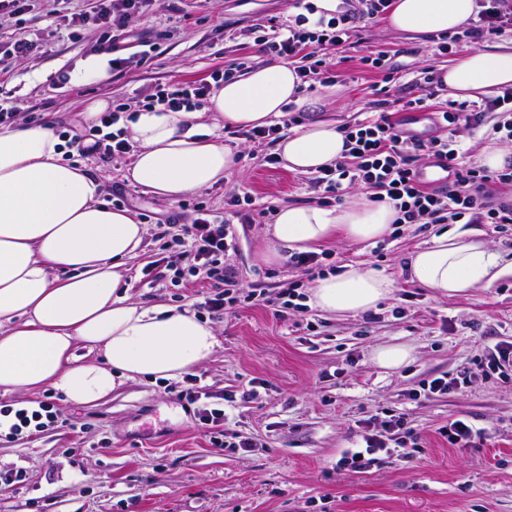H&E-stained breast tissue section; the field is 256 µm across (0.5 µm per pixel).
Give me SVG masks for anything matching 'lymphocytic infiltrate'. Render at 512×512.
I'll use <instances>...</instances> for the list:
<instances>
[{
    "label": "lymphocytic infiltrate",
    "mask_w": 512,
    "mask_h": 512,
    "mask_svg": "<svg viewBox=\"0 0 512 512\" xmlns=\"http://www.w3.org/2000/svg\"><path fill=\"white\" fill-rule=\"evenodd\" d=\"M157 4L158 0H98L94 20L100 36L96 50L110 56L113 68H125L134 62L137 54L130 21L153 10ZM476 4L478 11L468 27L451 40L438 42L437 51L446 52L452 43L475 44L512 28V0H476ZM391 5L392 0H357L356 15L338 13L327 17L317 15L312 0H306L303 14L262 35L260 50L285 61L303 56L305 63L299 71L302 82L327 83L331 71L326 60L319 57V48L326 44H349L354 20L368 23L381 20ZM232 77V70L227 69L215 73L205 83L159 87L146 98L143 108L161 112L195 108L216 95ZM401 109L431 110L436 135L423 139L406 134L395 118L397 110L391 108L366 116L342 127L348 150L334 167L318 173L316 184L337 202L354 188L370 189L373 201L394 205L401 224H512V204L492 206L483 195L488 185L512 183V168L493 171L470 167L462 147L463 136L474 135L486 127L485 117L490 112L499 116L493 127H486L491 136L512 144V89H503L501 94L472 103L448 101L431 105L426 98L417 97L404 101ZM126 110L123 103L113 106L88 133L74 135L70 146L82 158L101 153L115 157L129 154L130 141L112 130ZM422 156L447 160L450 178L447 187L434 188L420 180L417 161ZM235 246L230 219L198 204L193 207L188 222L182 223L177 246L169 250L164 261L177 277L203 274L229 286L233 274L225 267L224 257ZM410 436L411 430L402 417L389 416L381 421L379 428L362 434L361 447L343 450L336 467L353 473L367 472L376 464L378 453L388 454L393 448L405 447Z\"/></svg>",
    "instance_id": "obj_1"
}]
</instances>
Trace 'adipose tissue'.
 Instances as JSON below:
<instances>
[{"label":"adipose tissue","mask_w":512,"mask_h":512,"mask_svg":"<svg viewBox=\"0 0 512 512\" xmlns=\"http://www.w3.org/2000/svg\"><path fill=\"white\" fill-rule=\"evenodd\" d=\"M475 0H394L391 29L412 34L465 26ZM451 94L473 98L512 87V49L472 50L444 75ZM296 68L271 63L225 83L209 104L225 126L269 125L297 100ZM194 112L137 113L131 181L163 201L210 188L237 164L233 147L198 123ZM288 170L315 173L345 153L334 123L301 127L278 147ZM66 141L53 119L0 127V391L50 387L88 405L138 378L175 379L208 361L218 339L212 326L174 308L130 300L121 268L140 250L146 229L135 213L101 200L100 182L67 163ZM396 217L391 204L356 197L326 209L283 207L263 258L277 263L314 250L336 235L357 242L384 236ZM406 270L411 281L455 296L493 283L499 259L468 230L451 229L418 247ZM393 282L351 267L316 280L308 302L330 314L364 313L390 294ZM95 351L76 355V344Z\"/></svg>","instance_id":"ef3b65f1"}]
</instances>
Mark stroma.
Segmentation results:
<instances>
[{
	"mask_svg": "<svg viewBox=\"0 0 512 512\" xmlns=\"http://www.w3.org/2000/svg\"><path fill=\"white\" fill-rule=\"evenodd\" d=\"M89 0H33L29 10L0 22V47L20 37L38 44L36 56L0 57V95L18 122L52 113L72 128L87 103L123 96L145 97L161 84H197L228 67L245 73L268 64L255 39L263 27L296 12L295 0H162L153 13L131 24L133 36L160 43L158 55L126 69L94 53L95 25H57L56 17L88 12ZM352 45L327 47L334 82L302 88L293 105L301 124L331 121L343 127L377 112L381 74L365 68L367 51H382L394 70L396 99L449 100L447 88L426 83V72L443 74L470 45L435 49L432 35L356 22ZM102 71L103 79L93 78ZM66 82H59V75ZM242 158L223 182L165 202L125 177L128 158L94 154L81 168L100 181L102 199L140 217L143 248L128 260L132 300L192 309L215 294L209 279L151 276L164 255L159 219L181 207L207 204L223 211L225 191L246 187L254 203L249 217H235L237 247L225 261L241 291L276 292L302 281L288 263L267 264L259 254L266 230L281 207L321 202L313 175L269 163L276 145L254 149L233 143ZM443 224H406L375 243L336 238L328 243L326 272L355 265L394 282L390 296L369 312L328 315L305 305L280 313L254 302L232 313L202 312L220 346L213 358L181 378L127 381L107 399L89 405L64 402L51 388L28 395H0V408L49 403L68 429L0 437V473L20 472L0 484V512H512V382L484 371L482 359L495 344L512 343V224L476 230L495 253L503 274L488 287L454 297L410 283L409 253ZM404 345L409 361L378 366L375 349ZM466 371L465 387L424 395L434 378ZM204 386L209 401L224 409V433L253 440L250 448L220 450L211 443L196 406L178 391ZM256 389L246 402L243 390ZM404 414L422 451L415 458L381 457L368 472L337 470L344 449L355 447L359 428L390 414ZM468 419L491 437L471 448H452L440 430ZM77 449L69 458L65 449Z\"/></svg>",
	"mask_w": 512,
	"mask_h": 512,
	"instance_id": "1",
	"label": "stroma"
}]
</instances>
